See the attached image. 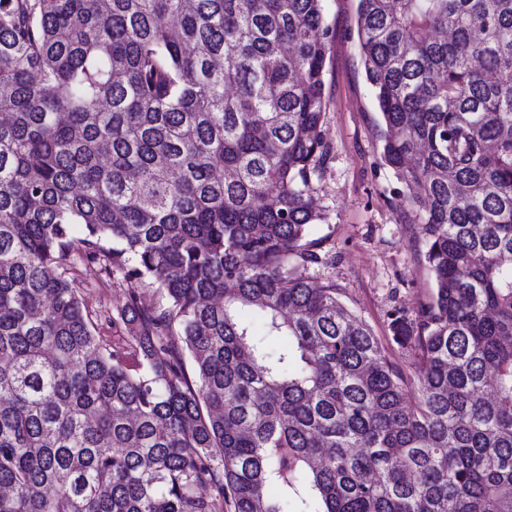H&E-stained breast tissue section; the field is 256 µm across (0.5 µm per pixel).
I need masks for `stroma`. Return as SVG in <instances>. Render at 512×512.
Wrapping results in <instances>:
<instances>
[{
  "mask_svg": "<svg viewBox=\"0 0 512 512\" xmlns=\"http://www.w3.org/2000/svg\"><path fill=\"white\" fill-rule=\"evenodd\" d=\"M358 0H322L334 31L328 53V102L324 138L330 155L313 183V196L327 215L319 225L321 264L302 272L331 283L341 300L372 330L388 359L410 372L412 356L392 340L390 315L415 317L426 304L433 279L423 259L421 224L407 217L394 194L398 182L381 160L382 130L372 90L365 79L356 35ZM84 297L95 333L106 345L126 335L117 318L128 283L104 264L78 262L69 270Z\"/></svg>",
  "mask_w": 512,
  "mask_h": 512,
  "instance_id": "stroma-1",
  "label": "stroma"
}]
</instances>
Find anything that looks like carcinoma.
Listing matches in <instances>:
<instances>
[{
	"instance_id": "obj_1",
	"label": "carcinoma",
	"mask_w": 512,
	"mask_h": 512,
	"mask_svg": "<svg viewBox=\"0 0 512 512\" xmlns=\"http://www.w3.org/2000/svg\"><path fill=\"white\" fill-rule=\"evenodd\" d=\"M332 38L321 0H0V512H512V0H358L434 280L411 406L299 274ZM75 256L130 282L110 349Z\"/></svg>"
}]
</instances>
